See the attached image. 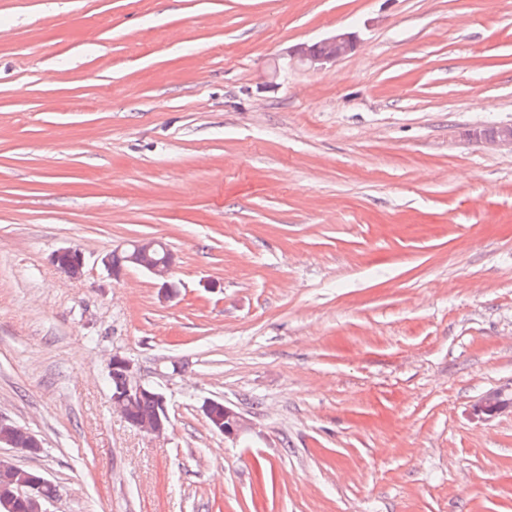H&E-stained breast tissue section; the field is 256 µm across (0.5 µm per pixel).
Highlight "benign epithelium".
I'll return each mask as SVG.
<instances>
[{"label": "benign epithelium", "instance_id": "benign-epithelium-1", "mask_svg": "<svg viewBox=\"0 0 512 512\" xmlns=\"http://www.w3.org/2000/svg\"><path fill=\"white\" fill-rule=\"evenodd\" d=\"M358 43L354 32L338 30L320 40L317 45L301 44L293 53L301 62L313 69H319L352 52ZM472 138L486 145L512 149V126L504 125L489 132L479 129L472 133ZM130 266L150 274L161 282V287L174 288L171 275L175 259L166 245L154 238L134 240L129 244L126 257ZM51 263L71 279L84 276L85 256L77 248L69 247L55 251ZM108 369L124 379L123 389L111 395L112 409L138 431L161 438L170 427V417L165 397L155 388L144 384L139 368L130 359L112 354ZM148 401L154 405V413L145 418L134 419V408L138 403ZM512 407V398L504 397L498 391L488 393L480 402L478 412L493 415ZM204 414L210 426L224 437L236 440L250 429V421L241 413L217 400H209L204 405ZM18 426L0 417V447H15V433ZM50 482L39 472L26 471L19 466L0 458V512H16L17 503L25 506L26 512H47L45 503L50 496L46 489Z\"/></svg>", "mask_w": 512, "mask_h": 512}]
</instances>
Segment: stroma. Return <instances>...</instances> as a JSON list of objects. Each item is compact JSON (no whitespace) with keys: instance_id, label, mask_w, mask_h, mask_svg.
Masks as SVG:
<instances>
[{"instance_id":"35a3bbf8","label":"stroma","mask_w":512,"mask_h":512,"mask_svg":"<svg viewBox=\"0 0 512 512\" xmlns=\"http://www.w3.org/2000/svg\"><path fill=\"white\" fill-rule=\"evenodd\" d=\"M501 125L512 0H0V416L43 445L0 455L48 512H512V408L475 411L512 395ZM140 237L175 294L107 275ZM115 353L165 437L113 413ZM357 43L356 33L336 30L334 34L317 42L318 49H316V45L301 44L295 47L292 53L309 68L319 69L352 52ZM472 138L477 143L506 147L512 150V126L504 125L489 132L486 129H479L472 133ZM51 263L71 279H81L84 276L85 256L77 248L69 247L55 251L51 255ZM203 411L210 426L224 435V438L237 440L250 429V421L242 413L224 405V402L209 400L205 403Z\"/></svg>"}]
</instances>
